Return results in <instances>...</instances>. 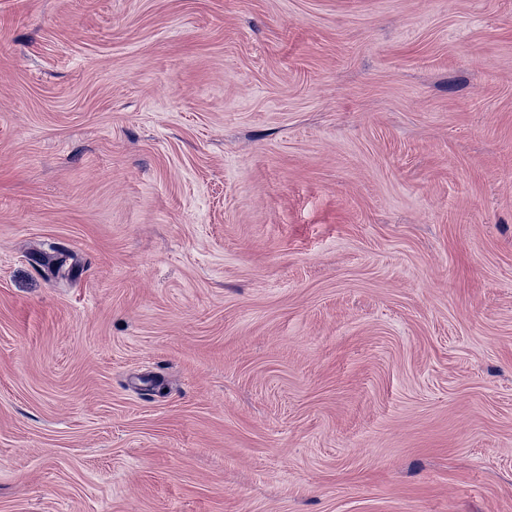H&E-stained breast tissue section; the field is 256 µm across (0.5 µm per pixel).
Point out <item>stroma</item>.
<instances>
[{
    "label": "stroma",
    "instance_id": "obj_1",
    "mask_svg": "<svg viewBox=\"0 0 512 512\" xmlns=\"http://www.w3.org/2000/svg\"><path fill=\"white\" fill-rule=\"evenodd\" d=\"M0 512H512V0H0Z\"/></svg>",
    "mask_w": 512,
    "mask_h": 512
}]
</instances>
